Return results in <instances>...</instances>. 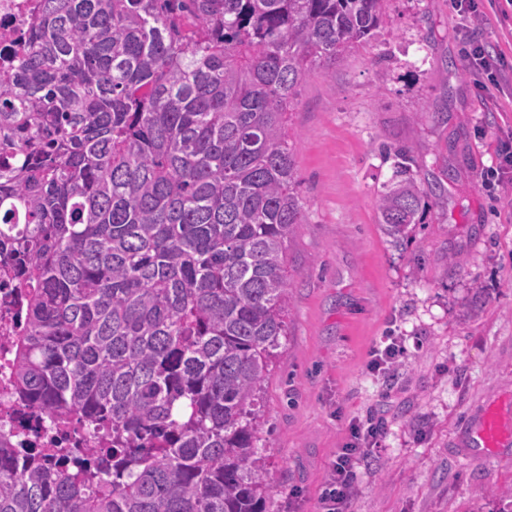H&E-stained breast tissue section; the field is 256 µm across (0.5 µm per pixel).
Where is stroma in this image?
I'll list each match as a JSON object with an SVG mask.
<instances>
[{
	"label": "stroma",
	"instance_id": "stroma-1",
	"mask_svg": "<svg viewBox=\"0 0 512 512\" xmlns=\"http://www.w3.org/2000/svg\"><path fill=\"white\" fill-rule=\"evenodd\" d=\"M474 35L512 65V0H481ZM450 0H389L379 35L307 75L291 106L303 222L291 315L265 383L257 451L272 512H319L351 420L382 423L347 512H499L512 440L478 454L488 408L512 433V81L467 68ZM408 149L424 207L404 235L377 199ZM401 338L390 369L371 351Z\"/></svg>",
	"mask_w": 512,
	"mask_h": 512
}]
</instances>
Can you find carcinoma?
I'll list each match as a JSON object with an SVG mask.
<instances>
[{"label":"carcinoma","instance_id":"obj_1","mask_svg":"<svg viewBox=\"0 0 512 512\" xmlns=\"http://www.w3.org/2000/svg\"><path fill=\"white\" fill-rule=\"evenodd\" d=\"M386 2L38 0L0 71L14 384L105 429L112 464L69 475L1 433L0 512H269L256 442L303 216L289 109ZM395 158L377 207L398 235L421 196Z\"/></svg>","mask_w":512,"mask_h":512}]
</instances>
